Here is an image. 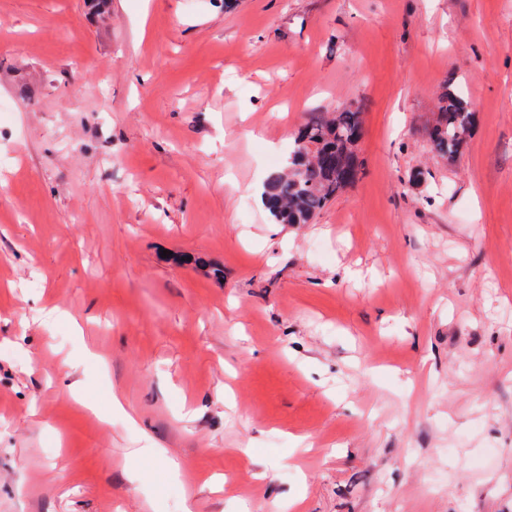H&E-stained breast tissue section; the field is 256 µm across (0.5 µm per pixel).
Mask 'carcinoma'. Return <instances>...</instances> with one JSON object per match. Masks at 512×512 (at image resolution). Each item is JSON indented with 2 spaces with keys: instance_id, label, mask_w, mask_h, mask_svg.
<instances>
[{
  "instance_id": "cac0c4a2",
  "label": "carcinoma",
  "mask_w": 512,
  "mask_h": 512,
  "mask_svg": "<svg viewBox=\"0 0 512 512\" xmlns=\"http://www.w3.org/2000/svg\"><path fill=\"white\" fill-rule=\"evenodd\" d=\"M448 77L429 127L431 150L454 160L467 142L472 112ZM361 112H315L296 132L288 165L264 182L266 208L277 224H309L339 193L359 178Z\"/></svg>"
}]
</instances>
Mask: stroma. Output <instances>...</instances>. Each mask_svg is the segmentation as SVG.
Listing matches in <instances>:
<instances>
[{
	"label": "stroma",
	"mask_w": 512,
	"mask_h": 512,
	"mask_svg": "<svg viewBox=\"0 0 512 512\" xmlns=\"http://www.w3.org/2000/svg\"><path fill=\"white\" fill-rule=\"evenodd\" d=\"M0 512H512V0H0ZM454 83L455 79L448 77V86L438 99L428 132L431 150L451 161L461 155L472 123L468 103L452 88ZM361 112H314L296 132L288 165L264 182L266 208L277 224H310L359 178Z\"/></svg>",
	"instance_id": "1"
}]
</instances>
